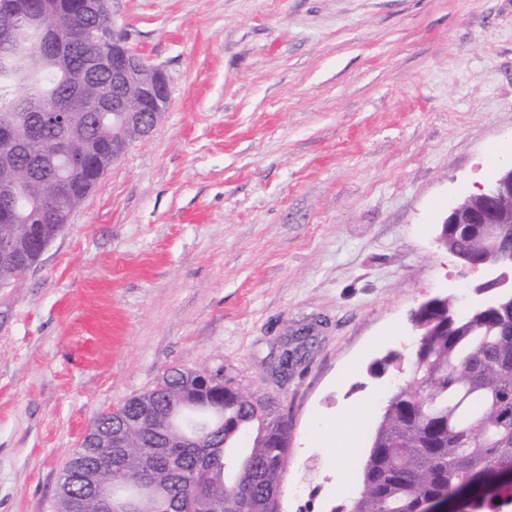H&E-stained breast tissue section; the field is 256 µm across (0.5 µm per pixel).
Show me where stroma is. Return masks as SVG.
<instances>
[{"label":"stroma","mask_w":512,"mask_h":512,"mask_svg":"<svg viewBox=\"0 0 512 512\" xmlns=\"http://www.w3.org/2000/svg\"><path fill=\"white\" fill-rule=\"evenodd\" d=\"M110 7L169 100L0 288V512H56L93 418L173 367L272 397L282 512H333L360 490L412 314L474 296L435 237L512 145V0Z\"/></svg>","instance_id":"1"}]
</instances>
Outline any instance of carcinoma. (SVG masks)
<instances>
[{
  "mask_svg": "<svg viewBox=\"0 0 512 512\" xmlns=\"http://www.w3.org/2000/svg\"><path fill=\"white\" fill-rule=\"evenodd\" d=\"M44 12L65 45L85 26L107 27L102 5L86 11V0H26ZM20 52L0 56V124L14 132L18 162L39 171L19 187L20 205L39 208L9 224L0 237L37 256L61 232L57 169L48 152L62 131L31 121L33 97L64 98L72 126L73 154L82 164L66 171L65 204L80 207L112 165V140L138 138L137 127L112 126L96 104L108 78L74 82L91 43L75 44L72 68L48 63L35 34L19 31ZM503 252L512 229L448 226V250L479 260L490 253L489 234ZM404 377L388 393L362 473V490L339 512H430L448 503L454 512H495L512 499V314L489 306L467 315L454 302L423 306ZM288 419L275 402L231 386L220 374L197 383L190 371L162 376L156 386L97 415L60 482L69 512H110L84 493L78 470L93 465L112 480V499L124 501L152 480L167 493L154 512H268L288 459Z\"/></svg>",
  "mask_w": 512,
  "mask_h": 512,
  "instance_id": "carcinoma-1",
  "label": "carcinoma"
}]
</instances>
